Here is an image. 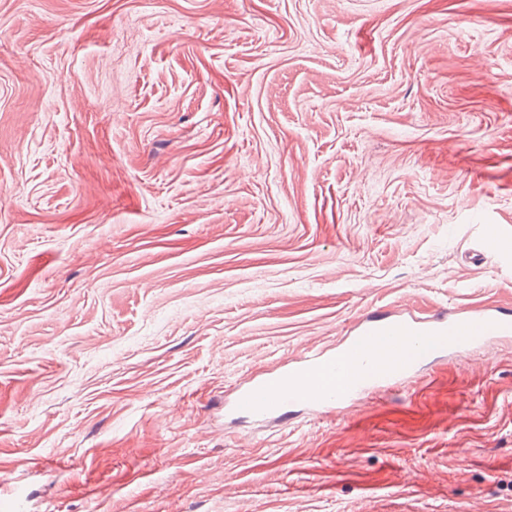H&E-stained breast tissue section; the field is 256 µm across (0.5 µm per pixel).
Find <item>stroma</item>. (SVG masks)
<instances>
[{
	"mask_svg": "<svg viewBox=\"0 0 512 512\" xmlns=\"http://www.w3.org/2000/svg\"><path fill=\"white\" fill-rule=\"evenodd\" d=\"M491 224L512 0H0V512H512V338L227 408L368 315L512 312Z\"/></svg>",
	"mask_w": 512,
	"mask_h": 512,
	"instance_id": "1",
	"label": "stroma"
}]
</instances>
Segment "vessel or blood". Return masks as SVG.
I'll return each mask as SVG.
<instances>
[{
  "label": "vessel or blood",
  "mask_w": 512,
  "mask_h": 512,
  "mask_svg": "<svg viewBox=\"0 0 512 512\" xmlns=\"http://www.w3.org/2000/svg\"><path fill=\"white\" fill-rule=\"evenodd\" d=\"M511 334L512 321L498 311H453L428 324L369 317L335 354L307 356L288 371L236 388L230 408L256 417L278 416L297 404L330 413L355 397L401 384L414 364L437 351L464 357L492 337Z\"/></svg>",
  "instance_id": "1"
}]
</instances>
